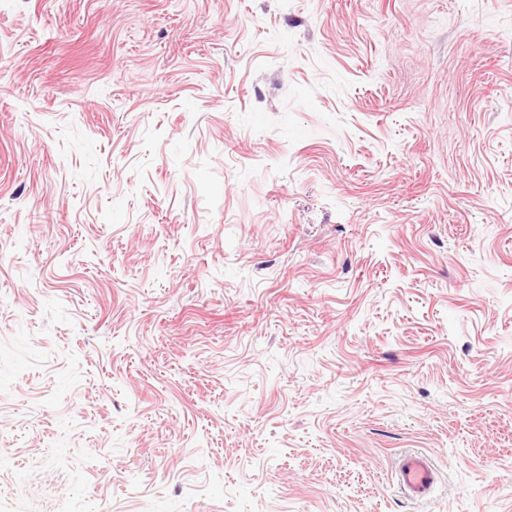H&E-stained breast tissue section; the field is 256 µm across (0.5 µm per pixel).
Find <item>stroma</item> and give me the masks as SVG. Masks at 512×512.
<instances>
[{
  "label": "stroma",
  "instance_id": "stroma-1",
  "mask_svg": "<svg viewBox=\"0 0 512 512\" xmlns=\"http://www.w3.org/2000/svg\"><path fill=\"white\" fill-rule=\"evenodd\" d=\"M0 512H512V0H0ZM396 476L401 489L416 499L429 496L438 480L428 456L416 452L405 453L399 458Z\"/></svg>",
  "mask_w": 512,
  "mask_h": 512
}]
</instances>
